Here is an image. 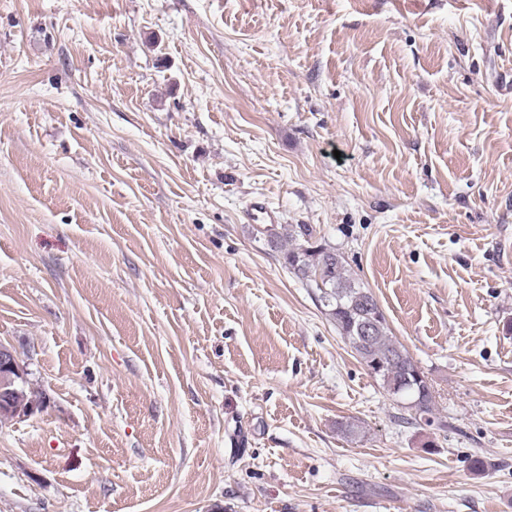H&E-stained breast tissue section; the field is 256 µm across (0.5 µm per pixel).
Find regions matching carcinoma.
I'll return each mask as SVG.
<instances>
[{"label":"carcinoma","mask_w":512,"mask_h":512,"mask_svg":"<svg viewBox=\"0 0 512 512\" xmlns=\"http://www.w3.org/2000/svg\"><path fill=\"white\" fill-rule=\"evenodd\" d=\"M274 248L283 252L288 268L315 289L317 301L341 338L365 366L376 364L373 379L411 411L413 419L435 422L434 390L427 376L404 347L389 336L387 319L373 294L360 286L344 258L315 239L308 224H290L284 235H274ZM24 405L43 404L42 394L23 380L18 387Z\"/></svg>","instance_id":"cac0c4a2"}]
</instances>
